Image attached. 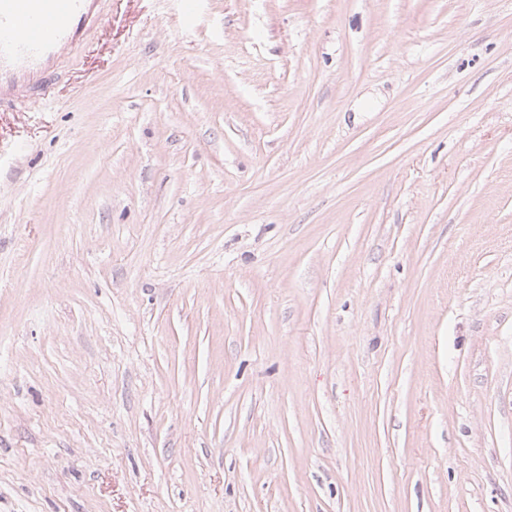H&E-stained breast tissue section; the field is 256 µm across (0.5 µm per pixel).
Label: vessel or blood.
I'll use <instances>...</instances> for the list:
<instances>
[{
  "label": "vessel or blood",
  "mask_w": 512,
  "mask_h": 512,
  "mask_svg": "<svg viewBox=\"0 0 512 512\" xmlns=\"http://www.w3.org/2000/svg\"><path fill=\"white\" fill-rule=\"evenodd\" d=\"M102 20V0H0V104L38 99Z\"/></svg>",
  "instance_id": "obj_1"
}]
</instances>
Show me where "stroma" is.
Returning <instances> with one entry per match:
<instances>
[{"label":"stroma","instance_id":"stroma-1","mask_svg":"<svg viewBox=\"0 0 512 512\" xmlns=\"http://www.w3.org/2000/svg\"><path fill=\"white\" fill-rule=\"evenodd\" d=\"M0 512H512V0H105L0 111Z\"/></svg>","mask_w":512,"mask_h":512}]
</instances>
